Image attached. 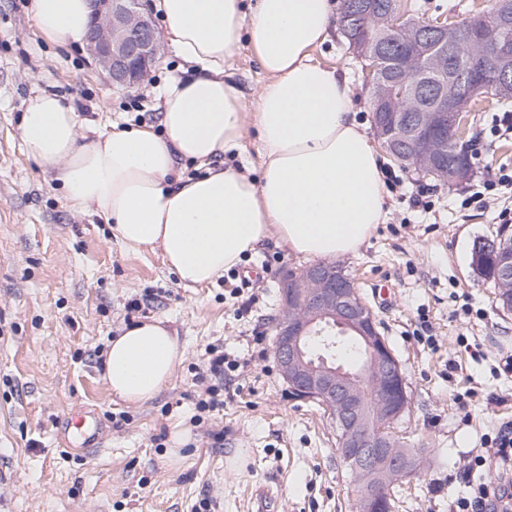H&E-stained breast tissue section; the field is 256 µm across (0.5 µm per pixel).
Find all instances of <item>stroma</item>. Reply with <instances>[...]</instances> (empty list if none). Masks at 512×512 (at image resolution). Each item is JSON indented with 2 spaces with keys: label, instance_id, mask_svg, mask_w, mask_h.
I'll return each instance as SVG.
<instances>
[{
  "label": "stroma",
  "instance_id": "stroma-1",
  "mask_svg": "<svg viewBox=\"0 0 512 512\" xmlns=\"http://www.w3.org/2000/svg\"><path fill=\"white\" fill-rule=\"evenodd\" d=\"M348 77L358 121L372 127L361 63L339 29L311 52ZM181 61L163 47L147 83L113 87L86 49L35 35L29 0H0V512H248L268 485L278 512H353L354 482L336 429L318 405L291 395L274 358L279 282L298 258L267 245L198 288L182 287L160 252L133 253L94 211H71L51 172L29 161L19 122L27 99L57 95L97 128L157 121L158 88ZM512 101L470 114L473 172L448 186L379 153L387 177L385 223L342 258L402 364L410 408L394 433L425 460L391 491L392 512H448L494 467L464 474L501 422L512 420V312L474 269L479 244L512 234L499 223L512 198L465 204L472 185L512 164V135L492 137ZM259 278L242 285L244 271ZM163 317L186 347L171 382L130 405L103 377L102 353L128 324ZM236 368L223 407L198 411L196 379L215 352ZM96 410L105 436L86 456L54 442L59 417ZM184 444H176V432Z\"/></svg>",
  "mask_w": 512,
  "mask_h": 512
}]
</instances>
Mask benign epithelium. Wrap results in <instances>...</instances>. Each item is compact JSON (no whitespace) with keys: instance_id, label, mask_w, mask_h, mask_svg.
Listing matches in <instances>:
<instances>
[{"instance_id":"benign-epithelium-1","label":"benign epithelium","mask_w":512,"mask_h":512,"mask_svg":"<svg viewBox=\"0 0 512 512\" xmlns=\"http://www.w3.org/2000/svg\"><path fill=\"white\" fill-rule=\"evenodd\" d=\"M87 50L112 84L140 85L161 50L152 16L142 0H92ZM501 37L476 43L458 67L455 27L425 21L404 0H346L339 27L365 62L375 105L378 138L400 165L441 183L469 174L468 105L486 90L485 76L512 94V0H495ZM368 17L372 28L360 23ZM455 150L448 151V133ZM496 260V301L512 311V240L484 245ZM275 321L274 354L292 394L327 408L335 422L337 452L358 486L356 512H382L388 492L416 474L422 457L405 447L393 425L409 408L402 365L376 318L342 266L311 263L283 276ZM358 367L336 362L344 350Z\"/></svg>"}]
</instances>
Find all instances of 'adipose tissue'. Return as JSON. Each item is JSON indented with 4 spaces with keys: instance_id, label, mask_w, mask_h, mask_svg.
<instances>
[{
    "instance_id": "adipose-tissue-1",
    "label": "adipose tissue",
    "mask_w": 512,
    "mask_h": 512,
    "mask_svg": "<svg viewBox=\"0 0 512 512\" xmlns=\"http://www.w3.org/2000/svg\"><path fill=\"white\" fill-rule=\"evenodd\" d=\"M167 41L192 68L159 91L158 125L84 137L78 112L31 96L19 131L28 159L54 173L70 209H94L127 250L160 251L187 287L213 282L266 244L305 261L360 250L387 216L377 152L354 112L347 78L314 63L335 0H157ZM90 0H30L37 35L81 46ZM248 44L267 81L245 99L227 72ZM256 130L260 176L225 163ZM193 174H186V167ZM186 349L164 319L112 337L105 380L139 405L171 381Z\"/></svg>"
}]
</instances>
